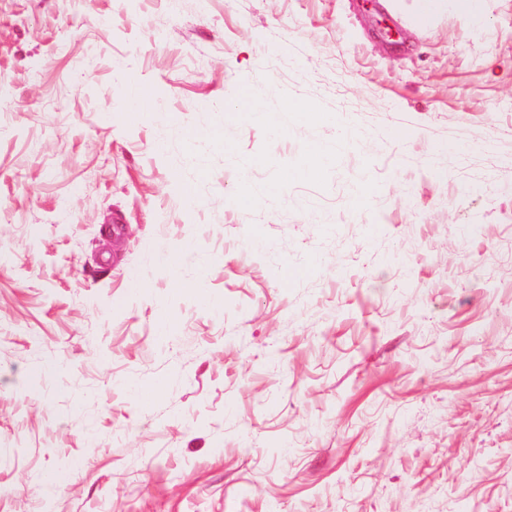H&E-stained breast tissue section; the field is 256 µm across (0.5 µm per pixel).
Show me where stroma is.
Returning a JSON list of instances; mask_svg holds the SVG:
<instances>
[{"label": "stroma", "mask_w": 512, "mask_h": 512, "mask_svg": "<svg viewBox=\"0 0 512 512\" xmlns=\"http://www.w3.org/2000/svg\"><path fill=\"white\" fill-rule=\"evenodd\" d=\"M431 498L512 512V0H0V512ZM284 98V109L280 112L279 116H271L264 110L263 106L254 102L249 112H242L241 109L235 105L232 107H224V126L221 125L219 127H215L209 130H195V131H186L183 132L182 136L184 141L186 142L187 147L190 151H195L198 149V146L201 142L207 144H222L224 141V153L227 157H232L233 153L230 150V144L232 142V138L228 136V131L235 128L238 125V122L243 120H262L270 125L274 126L279 130H283L286 125L284 116L288 115V112H294V106L288 101V96H283Z\"/></svg>", "instance_id": "stroma-1"}]
</instances>
